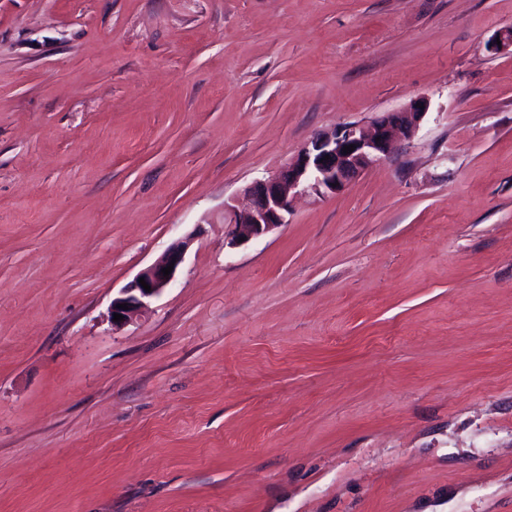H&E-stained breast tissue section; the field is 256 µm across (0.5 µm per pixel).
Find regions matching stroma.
<instances>
[{"label":"stroma","mask_w":512,"mask_h":512,"mask_svg":"<svg viewBox=\"0 0 512 512\" xmlns=\"http://www.w3.org/2000/svg\"><path fill=\"white\" fill-rule=\"evenodd\" d=\"M510 27L512 0H0V512H512ZM421 96L391 156L225 245L245 186ZM187 242H178L171 246L160 258L151 265L143 269L138 275L125 287L122 288L119 295L112 299L110 313L113 328H121L133 320L153 298L159 296L176 278L178 269L183 262ZM174 263L173 270L168 276H164L162 268ZM144 278L150 285L151 291L147 292L139 283V279ZM127 303L128 310L117 308V305ZM114 313L123 315V320L113 321Z\"/></svg>","instance_id":"obj_1"}]
</instances>
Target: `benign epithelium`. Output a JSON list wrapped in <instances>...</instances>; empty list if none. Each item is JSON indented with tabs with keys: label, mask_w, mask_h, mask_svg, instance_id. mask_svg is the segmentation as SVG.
I'll use <instances>...</instances> for the list:
<instances>
[{
	"label": "benign epithelium",
	"mask_w": 512,
	"mask_h": 512,
	"mask_svg": "<svg viewBox=\"0 0 512 512\" xmlns=\"http://www.w3.org/2000/svg\"><path fill=\"white\" fill-rule=\"evenodd\" d=\"M428 108V101L419 98L402 111L382 114L367 129L350 124L315 135L277 174L258 179L245 188L250 198L248 207L238 210L231 204L224 205L230 244L257 240L287 223L292 199L297 195L320 198L344 190L353 178L390 152L396 136L414 137ZM350 144L355 150L343 153V148ZM186 247L183 241L174 244L121 289L112 299L110 313L123 315V320L112 322V327L121 328L132 321L175 280ZM170 264L173 270L166 276L162 269ZM141 278L151 291L141 286ZM124 303L128 306L126 310L119 308Z\"/></svg>",
	"instance_id": "1"
}]
</instances>
